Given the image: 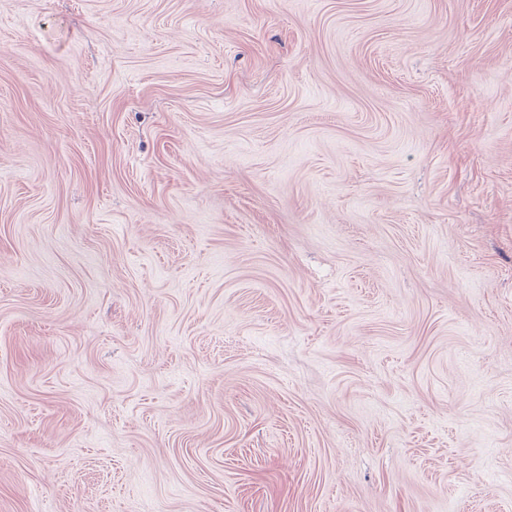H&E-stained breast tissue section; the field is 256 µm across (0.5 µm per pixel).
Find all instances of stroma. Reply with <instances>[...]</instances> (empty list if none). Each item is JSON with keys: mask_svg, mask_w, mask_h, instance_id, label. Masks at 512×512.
Returning <instances> with one entry per match:
<instances>
[{"mask_svg": "<svg viewBox=\"0 0 512 512\" xmlns=\"http://www.w3.org/2000/svg\"><path fill=\"white\" fill-rule=\"evenodd\" d=\"M0 512H512V0H0Z\"/></svg>", "mask_w": 512, "mask_h": 512, "instance_id": "1", "label": "stroma"}]
</instances>
